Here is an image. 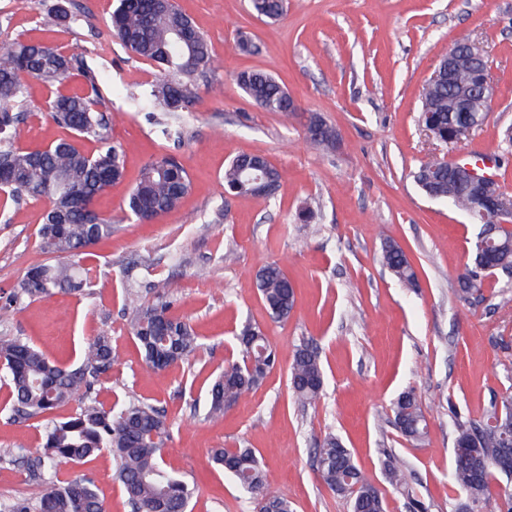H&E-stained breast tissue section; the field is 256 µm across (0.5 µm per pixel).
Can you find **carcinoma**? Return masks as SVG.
Listing matches in <instances>:
<instances>
[{
  "label": "carcinoma",
  "instance_id": "carcinoma-1",
  "mask_svg": "<svg viewBox=\"0 0 512 512\" xmlns=\"http://www.w3.org/2000/svg\"><path fill=\"white\" fill-rule=\"evenodd\" d=\"M253 11L270 20L280 18L285 0H251ZM73 20L68 0L53 5L41 17L47 28L68 27ZM112 36L136 57L161 67L162 75L144 91L127 94L131 107L142 112H164L176 117L192 105L197 79L212 67V56L205 36L196 31L190 41L182 37L195 25L168 0H119L110 19ZM85 79L88 92H64L62 87L74 74ZM40 81L50 92L47 110L55 123L70 136L37 150L16 146L17 128L28 114L25 80ZM478 75L461 69L453 83L444 80L425 84L421 93L419 118L433 125L436 138L445 140L448 130L468 127L480 115L475 112H451L449 105L461 88L477 83ZM243 91L259 106L287 119L293 96L270 74L245 71L237 76ZM98 75L83 58L67 55L40 40H17L0 53V166L13 174V180L0 186V192L13 202L19 200L49 203L39 230L43 250L52 255L51 263L29 268L11 297L48 298L59 292L79 291L87 283L90 269L83 264L86 250L112 235V221L93 208L98 197L124 176V161L112 146L108 131L112 113L97 109ZM323 129L310 138L319 147L333 150L338 143L336 129L321 123ZM93 139L97 149L90 154L77 143ZM418 181L432 199L452 200V205L469 214L480 231L492 232L489 251L472 246L473 268L466 272L467 282L459 292L471 296L482 291L485 274L512 267V225L492 221L496 213H471V190L463 183L448 185V171L434 158L422 165ZM250 178L239 159L224 169V190L240 189ZM190 179L184 167L170 156H162L145 165L129 195L128 208L140 222L153 221L172 212L188 193ZM380 261L400 286L418 287V274L404 249L384 239ZM258 290L272 322L280 323L291 315L295 304V285L277 261L261 266ZM161 301L146 306L128 299L133 312L131 333L140 343L145 363L160 371L187 360L200 347L199 337L189 323L172 314L173 302L166 300L168 284H155ZM241 358L224 364L208 389L206 418L218 421L224 413L244 400L254 385L270 372L277 361L276 351L259 325H246L236 336ZM119 356L108 338L89 342L78 367L54 362L29 342L19 337H0V368L5 370L11 389V412L30 419L55 410L77 395H89L100 375L112 369ZM289 388L303 403L320 399L324 372L318 349L309 344L296 347L288 373ZM512 415V399L492 403L480 420L456 422L455 443L469 440L474 430L496 416ZM403 419L401 434L413 442L427 435V421L414 393L405 391L392 405ZM169 436L165 411L142 402L115 400L106 409L85 404L67 421L49 427L45 443L29 467L41 464V457L66 464H80L104 451L112 455L115 478L121 484L133 512H187L196 487L189 485L163 465L161 451ZM477 451L484 461L481 474L459 458H454L452 480L465 496L459 512H512V491L495 492L500 477L512 479V471L496 467V461L512 453V447L495 432H487ZM214 466L232 479L254 500L256 512H294L293 503L271 489L255 451L240 446L216 448L210 453ZM316 469L332 492L347 498L352 512H387L382 490L365 477L342 440L329 433L314 449ZM388 482L405 484L399 460L388 456L385 462ZM0 512H106L104 501L83 477L62 481L57 475L40 480L35 500H16L0 505Z\"/></svg>",
  "mask_w": 512,
  "mask_h": 512
}]
</instances>
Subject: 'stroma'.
I'll list each match as a JSON object with an SVG mask.
<instances>
[{
    "instance_id": "stroma-1",
    "label": "stroma",
    "mask_w": 512,
    "mask_h": 512,
    "mask_svg": "<svg viewBox=\"0 0 512 512\" xmlns=\"http://www.w3.org/2000/svg\"><path fill=\"white\" fill-rule=\"evenodd\" d=\"M56 0H0V45L38 39L83 56L101 76L100 109L112 112L110 140L124 159V180L100 198L97 211L112 222L111 237L89 249L90 284L48 299L10 298L27 270L42 262L39 228L46 202L0 204V336H18L48 357L79 365L88 342L112 340L121 361L92 392L104 407L115 399L164 409L170 427L165 466L194 484L189 512H254V504L209 462L212 449H254L271 488L294 512H349L313 465L326 433L339 436L367 477L384 492L388 512H409L408 500L387 481L386 454L401 462L430 512H455V422L480 419L492 402L512 394V303L497 274L479 296L458 292L477 228L462 211L428 197L414 174L433 155L455 160L500 155L512 127V0H288L279 20L257 17L249 0H176L207 38L213 67L198 82L190 111L175 120L179 137L164 138L161 112H134L113 88H148L159 70L113 38L118 0H71L68 29L47 31L41 15ZM470 33L489 56L497 93L483 125L454 144L428 138L418 123L420 90L458 34ZM257 46L237 48L240 34ZM271 73L293 95L289 120L249 98L237 83L244 70ZM31 113L20 125L23 149L50 145L64 131L47 115V89L27 83ZM316 113L340 135L326 152L305 135ZM262 153L285 181L269 200L224 197V168L234 156ZM175 157L191 190L179 207L152 223L126 207L141 170ZM310 208L304 223L296 214ZM390 237L409 253L419 286L402 288L379 261ZM234 242L232 255L224 246ZM283 263L297 286L287 322H271L256 272ZM167 281L173 312L187 320L202 347L187 363L149 371L131 334L127 293L157 299ZM264 328L277 366L221 422L206 419V400L226 360L237 358L234 337L246 324ZM317 347L325 395L318 404L296 400L288 382L293 350ZM413 390L426 417L424 442L406 440L391 404ZM11 393L0 381V502L36 498L39 483L10 454L34 455L47 426L79 411L73 400L53 414L15 420ZM60 479L93 482L107 512H131L113 461L103 453L80 466L46 461Z\"/></svg>"
}]
</instances>
